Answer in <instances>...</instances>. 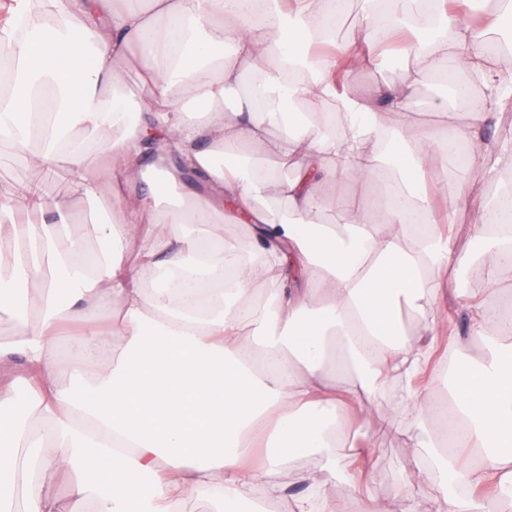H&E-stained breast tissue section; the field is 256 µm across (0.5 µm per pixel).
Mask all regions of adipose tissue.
<instances>
[{
	"label": "adipose tissue",
	"mask_w": 512,
	"mask_h": 512,
	"mask_svg": "<svg viewBox=\"0 0 512 512\" xmlns=\"http://www.w3.org/2000/svg\"><path fill=\"white\" fill-rule=\"evenodd\" d=\"M363 0L364 24L343 44L350 68L366 66L373 34L407 36L405 80L387 109L338 91L335 52H319L342 15V0H50L66 25L53 39L10 37L30 0H14L0 47L16 68L0 94V139L27 152L30 167L64 166L83 200L111 195L109 215L92 219L104 253L85 250L82 225L64 202L20 183L0 200V240L25 237L28 254L0 264V311H17L15 335L0 342V512H14L9 488L41 474L62 479L66 497L32 494L24 512H181L195 498L217 512H241L284 495L281 473L296 454L318 457L290 512H327L319 475L346 482L366 466L371 418L355 407L390 375L414 378L438 341L437 318L405 332L403 308L434 303L439 270L467 301L470 333L501 332L486 298L456 275L463 258L453 231L438 225L426 172L458 142L469 150L461 191L479 196L484 178L512 167V146L492 145L475 127L512 98L498 59L481 45L512 23L499 0L482 24L459 19L450 0ZM138 57L142 92L125 95L118 68ZM486 89L468 127L413 128L409 101L444 61ZM243 87L242 107L224 110L225 91ZM337 105L340 128L324 122ZM393 112L395 154L380 163L372 136ZM95 138L115 180L88 166ZM272 159L288 180L251 170ZM200 173L207 192L184 189ZM288 212L263 207L268 194ZM423 217L419 235L410 214ZM248 221L240 238L218 231ZM159 224H206L203 236L169 240ZM482 274L498 288L512 264V230L479 227ZM138 242L129 252V242ZM302 275L287 287L284 266ZM264 286L266 305L250 297ZM115 309L107 331L96 314ZM83 323L72 380L56 377V335ZM356 375L336 392L327 369ZM25 404L53 422L54 451L15 413ZM432 419L425 448L440 475L434 512H500L512 499V344L489 359L455 366L451 409L411 400ZM465 449L458 464L451 449Z\"/></svg>",
	"instance_id": "ef3b65f1"
}]
</instances>
